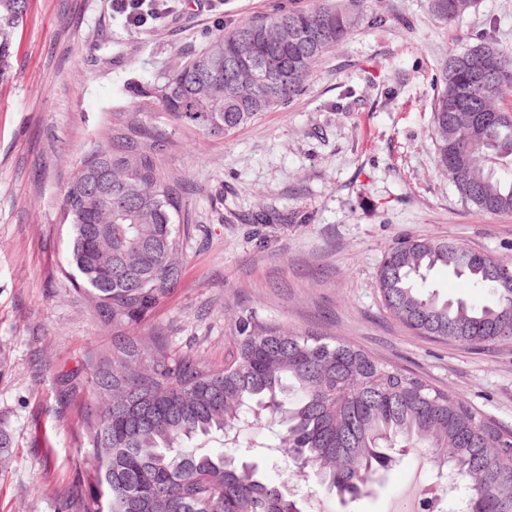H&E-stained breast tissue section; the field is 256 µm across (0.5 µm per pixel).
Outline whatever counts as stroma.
<instances>
[{
    "mask_svg": "<svg viewBox=\"0 0 512 512\" xmlns=\"http://www.w3.org/2000/svg\"><path fill=\"white\" fill-rule=\"evenodd\" d=\"M390 20L359 27L315 67L287 108L262 113L221 139L166 116L162 169L181 179L185 272L140 335L220 365L229 328L255 320L332 336L376 360L464 396L512 431V341L471 348L414 334L384 309L377 270L398 240L445 239L512 262V216L462 201L436 165L431 102L450 50L491 34L512 51V0H481L454 24L427 0H372ZM288 0H175L174 18L136 29L111 0H28L11 75L0 83V512H61L65 488L90 494L93 448L84 421L90 360L111 347L67 269L60 196L127 88L183 63L225 27ZM273 210L282 224H259ZM78 390L63 397V378ZM280 427L241 431L237 448L267 481L288 459L252 452ZM436 469L409 449L369 494L342 499L318 475L291 491L305 512H385Z\"/></svg>",
    "mask_w": 512,
    "mask_h": 512,
    "instance_id": "1",
    "label": "stroma"
}]
</instances>
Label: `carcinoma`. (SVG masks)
<instances>
[{"label":"carcinoma","mask_w":512,"mask_h":512,"mask_svg":"<svg viewBox=\"0 0 512 512\" xmlns=\"http://www.w3.org/2000/svg\"><path fill=\"white\" fill-rule=\"evenodd\" d=\"M368 0H312L237 22L186 63L137 86L136 104L79 161L61 200L68 267L86 301L112 330V348L91 364L94 413L86 424L96 465L92 494L76 512H300L232 450L211 455L187 443L229 436L246 417L279 419L277 451L315 470L340 495L367 494L388 451L422 445L475 481L466 512H512V432L490 423L461 395L385 365L350 344L259 324L239 314L234 351L221 366L173 349L140 323L184 275L178 179L158 164L152 119L166 113L222 138L263 112L285 108L316 64L362 23L388 16ZM28 0H0V83ZM477 0H429L448 24ZM512 86V53L490 36L448 52L432 102L437 165L461 199L512 214V112L493 106ZM445 266L491 302L442 299L422 287ZM504 264L446 240L403 239L385 253L377 289L385 310L436 341L484 347L512 340V285Z\"/></svg>","instance_id":"carcinoma-1"}]
</instances>
